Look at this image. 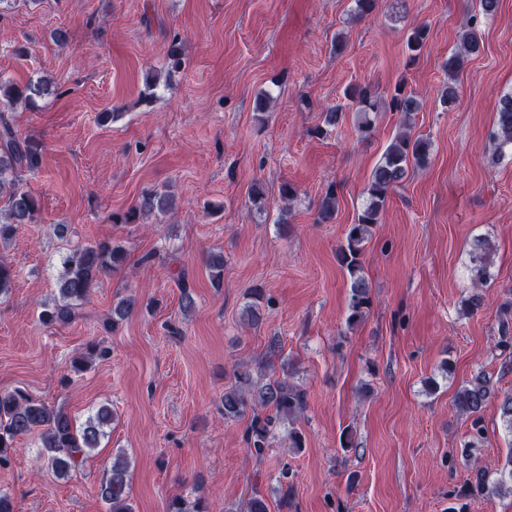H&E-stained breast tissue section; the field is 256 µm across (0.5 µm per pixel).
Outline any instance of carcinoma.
Wrapping results in <instances>:
<instances>
[{"mask_svg": "<svg viewBox=\"0 0 512 512\" xmlns=\"http://www.w3.org/2000/svg\"><path fill=\"white\" fill-rule=\"evenodd\" d=\"M499 0H478V13L466 21L457 50L448 57V82L444 86L439 102L444 108L452 105L458 96L457 78L465 62L480 52V37L477 33L479 16L490 17L497 13ZM429 29L419 24L407 30L405 36L409 56L416 59L424 50ZM168 66L177 72L184 63L183 42L174 37L167 49ZM51 93L44 79L29 81L20 88L13 82L0 78V202L4 203L0 215V245L6 244L19 227L34 221L40 208L38 198L21 188L16 174L24 169L39 166L40 157L30 140L19 133L17 127L5 116V112L22 101L34 107L38 99ZM351 109L330 107L323 112L322 124L314 134L325 136L341 125L347 118L363 139L369 138L375 130L372 114L377 112L375 95L370 86L351 84L344 92ZM391 111L403 116L401 131L391 140L380 160L372 169L366 190V201L355 223L346 228L345 238L337 251V259L350 279V293L346 310V326L350 330L359 327L367 318L372 305L369 283L364 274L363 257L366 245L372 239L379 223L390 192L400 186L416 168L429 163L431 144L428 140L411 134V117L423 107L422 99L405 87L398 85L391 96ZM496 146H512V95L499 101L495 120ZM174 205L173 197L162 191L143 193L136 204L121 214L111 215L114 224H139L152 214H164ZM338 199L336 186L330 185L322 195L318 222L331 223L336 219ZM473 251L479 254V264L473 268L475 292L464 302L466 313H473L484 306L485 297L479 291L488 279L490 260L488 244L478 240ZM126 259L122 243L109 240L76 246L61 257L62 270L56 281V297L50 305L43 306L39 318L46 327L65 326L80 315V308L88 301L91 291L103 275L121 267ZM16 276L13 267L0 257V295L9 291ZM182 292V308L189 311L194 307L188 278L184 270L175 276ZM244 314L248 320H260L263 290L253 288L248 293ZM137 302L133 298H122L112 306V319L103 323V329L114 331L133 313ZM499 340L496 347L507 350L512 347V301L500 305ZM111 356L108 347L92 344L71 360V371L83 373L97 362ZM234 383L224 390V420L238 421L250 416L244 433V441L250 455L264 457L273 448L276 431L287 426L288 447L297 450L303 447V433L294 427L306 407L305 392L288 380V371L280 376H271L269 381L258 383L245 365L234 372ZM497 400V413L505 431L512 436V394H499L494 383L485 372L475 374L467 384L461 386L453 398V407L463 415L472 418V435L464 444L468 456L481 446V414L487 404ZM112 409L98 407L86 420L79 424L62 408L49 406L37 401L22 389L0 392V466L9 463V451L15 441L24 436H38L41 453L47 465L58 478H68L83 469L101 447V441L108 436L106 428L112 424ZM512 484V460L492 477L478 469L462 485L458 496L477 497L497 493L504 485ZM279 498L283 507L293 493L289 481V468L283 467L278 476ZM99 495L108 505V512H134L130 495V466L127 458L115 453L108 475L99 485ZM167 512H206L203 499L178 496L167 506Z\"/></svg>", "mask_w": 512, "mask_h": 512, "instance_id": "carcinoma-1", "label": "carcinoma"}]
</instances>
